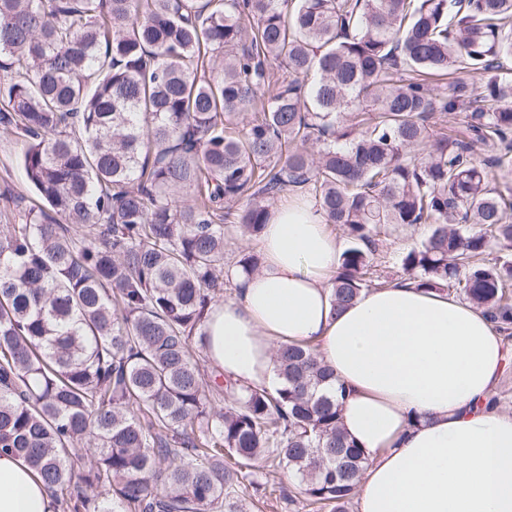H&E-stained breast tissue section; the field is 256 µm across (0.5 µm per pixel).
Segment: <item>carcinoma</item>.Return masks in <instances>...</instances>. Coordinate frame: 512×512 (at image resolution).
Masks as SVG:
<instances>
[{"label": "carcinoma", "mask_w": 512, "mask_h": 512, "mask_svg": "<svg viewBox=\"0 0 512 512\" xmlns=\"http://www.w3.org/2000/svg\"><path fill=\"white\" fill-rule=\"evenodd\" d=\"M511 59L512 0H0V125L48 206L0 226V454L63 512H242L260 460L346 512L367 458L312 346L276 349L273 392L200 372L261 265L224 267V225L250 242L310 194L349 242L338 309L380 286L381 235L427 226L401 281L511 336Z\"/></svg>", "instance_id": "1"}]
</instances>
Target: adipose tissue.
Returning <instances> with one entry per match:
<instances>
[{"label": "adipose tissue", "mask_w": 512, "mask_h": 512, "mask_svg": "<svg viewBox=\"0 0 512 512\" xmlns=\"http://www.w3.org/2000/svg\"><path fill=\"white\" fill-rule=\"evenodd\" d=\"M260 269L204 323L211 368L276 389L273 349L310 344L343 385L341 424L369 464L358 512H512V416L491 399L512 350L487 314L410 284L364 291L341 312L331 281L341 242L300 194L282 199L259 238ZM0 512H59L18 459L0 455Z\"/></svg>", "instance_id": "obj_1"}]
</instances>
